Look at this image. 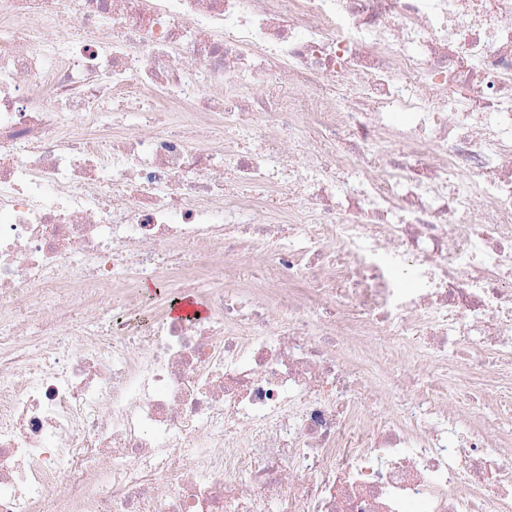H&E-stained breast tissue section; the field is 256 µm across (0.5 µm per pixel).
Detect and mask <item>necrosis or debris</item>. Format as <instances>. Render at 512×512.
Returning a JSON list of instances; mask_svg holds the SVG:
<instances>
[{
    "mask_svg": "<svg viewBox=\"0 0 512 512\" xmlns=\"http://www.w3.org/2000/svg\"><path fill=\"white\" fill-rule=\"evenodd\" d=\"M0 512H512V0H0ZM145 285H148L150 288H145ZM138 292L150 311H153L158 305H164L171 318H173L170 315L172 300L185 295H180L175 288H171L161 280L150 278L143 279L138 284Z\"/></svg>",
    "mask_w": 512,
    "mask_h": 512,
    "instance_id": "necrosis-or-debris-1",
    "label": "necrosis or debris"
}]
</instances>
